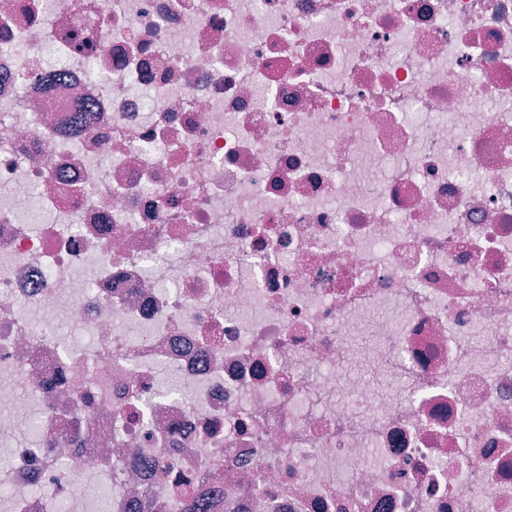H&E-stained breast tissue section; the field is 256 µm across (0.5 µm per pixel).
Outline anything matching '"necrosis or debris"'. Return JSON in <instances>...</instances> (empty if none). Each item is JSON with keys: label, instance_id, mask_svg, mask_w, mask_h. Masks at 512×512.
Instances as JSON below:
<instances>
[{"label": "necrosis or debris", "instance_id": "obj_1", "mask_svg": "<svg viewBox=\"0 0 512 512\" xmlns=\"http://www.w3.org/2000/svg\"><path fill=\"white\" fill-rule=\"evenodd\" d=\"M0 441V512H512V0H0ZM109 487L99 484L95 481H86L79 483L74 487L70 499L78 511L82 512L79 508L85 505L86 502L93 501L99 510H102L105 505L106 498L109 494Z\"/></svg>", "mask_w": 512, "mask_h": 512}]
</instances>
